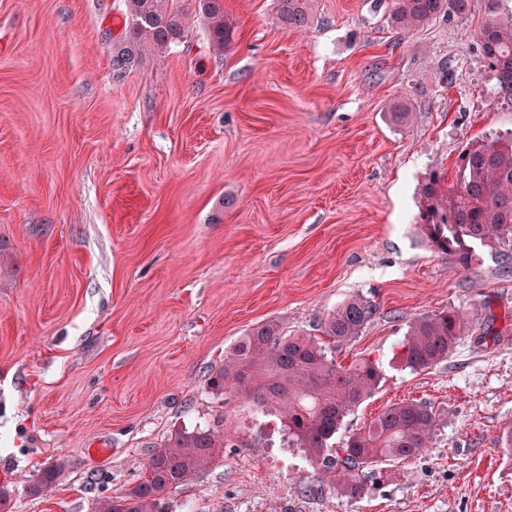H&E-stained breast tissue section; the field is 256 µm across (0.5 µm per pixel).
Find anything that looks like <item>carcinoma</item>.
<instances>
[{
  "instance_id": "obj_1",
  "label": "carcinoma",
  "mask_w": 512,
  "mask_h": 512,
  "mask_svg": "<svg viewBox=\"0 0 512 512\" xmlns=\"http://www.w3.org/2000/svg\"><path fill=\"white\" fill-rule=\"evenodd\" d=\"M483 7L477 38L495 73L497 93L512 101V17L503 16V0H392L394 30L427 27L450 14L467 16L475 2ZM308 0H278L281 21L293 29L308 23ZM127 24L113 42V63L128 68L148 51L165 50L184 39L185 27L166 0H124ZM210 48L218 56L231 41L224 0H198ZM420 220L431 247L451 265L469 269L476 259L471 244L512 242V137L476 142L462 149L448 185L432 176L422 190ZM376 314L375 306L350 298L321 323L325 344L314 336L287 335L275 323L253 328L234 345L209 385L235 392L278 418L289 442L303 449L319 479L356 496L362 478L387 462L412 460L430 447L437 417L426 404L405 401L336 445L344 418L378 388L380 372L370 360L348 368L336 364V345L356 340ZM474 322L460 309L420 317L410 323L401 360L412 370L432 368L455 350ZM224 453V436L214 429L179 431L148 459L133 486L95 502V512H159L174 489L196 480ZM65 462L41 472L33 491L53 485Z\"/></svg>"
}]
</instances>
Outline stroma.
Segmentation results:
<instances>
[{"instance_id":"1","label":"stroma","mask_w":512,"mask_h":512,"mask_svg":"<svg viewBox=\"0 0 512 512\" xmlns=\"http://www.w3.org/2000/svg\"><path fill=\"white\" fill-rule=\"evenodd\" d=\"M169 4L184 41L119 69L122 0H0L8 512H93L197 428L223 431L224 454L161 512H512V245L474 244L472 268L454 270L419 219L430 175L512 136L481 8L399 34L373 0H309L302 30L276 0H224L219 57L198 0ZM352 297L377 312L335 359L376 362L381 381L341 435L405 400L438 416L430 448L356 497L283 471L278 420L208 385L256 326L315 336ZM458 308L475 327L453 354L401 365L409 323Z\"/></svg>"}]
</instances>
